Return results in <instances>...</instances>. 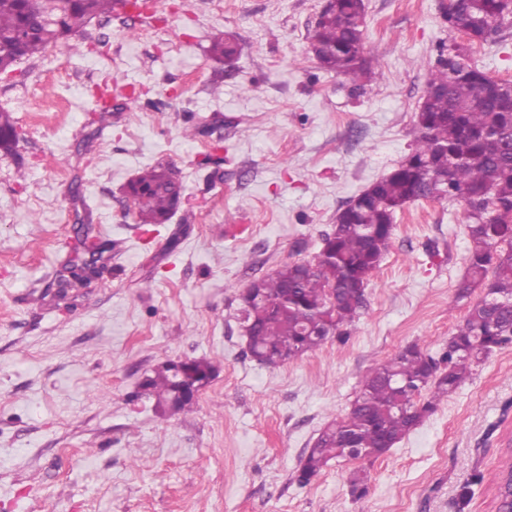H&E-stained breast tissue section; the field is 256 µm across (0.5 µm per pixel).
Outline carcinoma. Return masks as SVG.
Listing matches in <instances>:
<instances>
[{
  "mask_svg": "<svg viewBox=\"0 0 512 512\" xmlns=\"http://www.w3.org/2000/svg\"><path fill=\"white\" fill-rule=\"evenodd\" d=\"M129 0H0V71L70 40L94 19H105ZM448 24L468 43H440L435 64L416 112L418 136L411 152L386 176L357 194V205L336 216L321 240L314 269L289 263L259 279L261 299L239 293L241 329L257 362L278 366L328 341L346 342L368 310L369 281L388 251L396 214L422 198L463 204L462 224L471 242L465 296L478 301L442 347L417 345L399 351L367 372L348 413L325 426L300 460L296 481L305 486L332 460L375 461L401 442L441 400L469 377L471 364L512 341V82L496 79L472 63L474 46L497 32L512 15V0H448ZM364 0H334L309 32L320 68L365 83L383 78L364 55ZM210 55L238 54L237 44L220 33ZM19 133L12 115L0 110V156L17 153ZM173 167L149 166L127 185L140 224H164L183 196ZM215 372L205 359L166 361L145 378L142 390L157 409L172 415L191 408L197 395L178 394L181 376L204 389ZM350 495L363 499L367 478L356 471Z\"/></svg>",
  "mask_w": 512,
  "mask_h": 512,
  "instance_id": "carcinoma-1",
  "label": "carcinoma"
}]
</instances>
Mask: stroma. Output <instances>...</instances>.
I'll return each mask as SVG.
<instances>
[{
    "mask_svg": "<svg viewBox=\"0 0 512 512\" xmlns=\"http://www.w3.org/2000/svg\"><path fill=\"white\" fill-rule=\"evenodd\" d=\"M324 4L148 0L93 21L80 53L52 47L0 78L21 134L18 157L0 158V512H495L512 343L385 456L295 481L370 369L411 344L437 349L475 303L458 294L460 203L397 214L346 343L277 367L245 354L236 292L313 261L346 202L404 159L436 47L456 39L438 0H365V55L385 77L358 90L308 52ZM219 31L238 43L232 62L207 53ZM472 59L512 81V25ZM192 126L204 132L189 140ZM158 162L185 199L141 225L122 187ZM87 228L112 249L99 277L59 295ZM184 358L218 368L192 411L160 415L139 385Z\"/></svg>",
    "mask_w": 512,
    "mask_h": 512,
    "instance_id": "35a3bbf8",
    "label": "stroma"
}]
</instances>
